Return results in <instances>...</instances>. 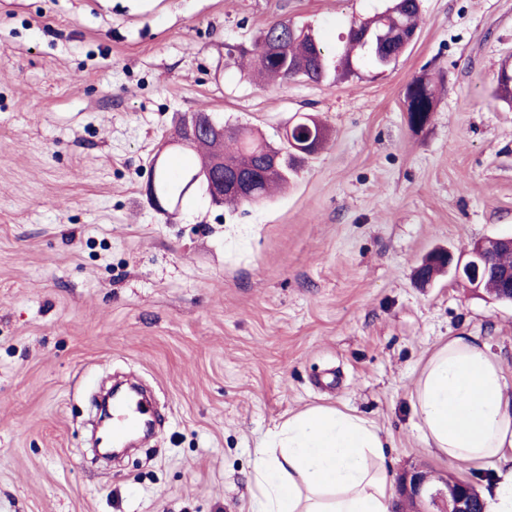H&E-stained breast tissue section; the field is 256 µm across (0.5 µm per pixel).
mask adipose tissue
Here are the masks:
<instances>
[{"label":"adipose tissue","instance_id":"1","mask_svg":"<svg viewBox=\"0 0 512 512\" xmlns=\"http://www.w3.org/2000/svg\"><path fill=\"white\" fill-rule=\"evenodd\" d=\"M431 452L456 468L493 466L486 512H512V377L479 337L433 350L411 392ZM387 443L337 407L289 416L256 451L250 512H391Z\"/></svg>","mask_w":512,"mask_h":512}]
</instances>
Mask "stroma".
Segmentation results:
<instances>
[{
	"instance_id": "35a3bbf8",
	"label": "stroma",
	"mask_w": 512,
	"mask_h": 512,
	"mask_svg": "<svg viewBox=\"0 0 512 512\" xmlns=\"http://www.w3.org/2000/svg\"><path fill=\"white\" fill-rule=\"evenodd\" d=\"M395 66L265 84L226 55L271 24L335 54L383 0H0V512H247L255 452L288 416L373 421L394 473H448L413 382L448 337L479 336L512 376V306L431 250L512 235V0H419ZM439 90L410 128L406 84ZM262 133L318 116L328 141L268 200L201 191L174 216L146 187L197 111ZM150 386L158 435L93 462L91 397Z\"/></svg>"
}]
</instances>
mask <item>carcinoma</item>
Here are the masks:
<instances>
[{
	"instance_id": "obj_1",
	"label": "carcinoma",
	"mask_w": 512,
	"mask_h": 512,
	"mask_svg": "<svg viewBox=\"0 0 512 512\" xmlns=\"http://www.w3.org/2000/svg\"><path fill=\"white\" fill-rule=\"evenodd\" d=\"M418 13L416 0H392L385 10L352 22L343 37L342 49L336 54V71L348 75L354 72L355 66L365 62L377 69L391 67L405 52L404 38L416 35ZM278 27L288 34V39L279 53L270 54L265 44L269 31ZM251 65L262 77L283 81L305 78L319 82L328 72V54L322 41L310 31L301 27L290 32L288 24L279 22L268 27L254 44ZM496 97L512 104V75L506 68L499 73ZM404 104L411 127H416L417 120L423 125L429 122L436 106L435 90L430 82L421 77L410 82L405 89ZM310 129L323 138L328 132L325 125L306 115L286 126L277 144L248 135L237 127L222 141L199 137L195 142V147L201 150L199 167H183L175 172L170 163L162 159L151 168L157 191L171 202L180 203L188 193L187 177L221 152L225 169L237 166L252 173L258 200L262 201L274 188L287 184L310 156V151L302 146L303 132ZM271 152L279 155L275 165L267 161Z\"/></svg>"
}]
</instances>
